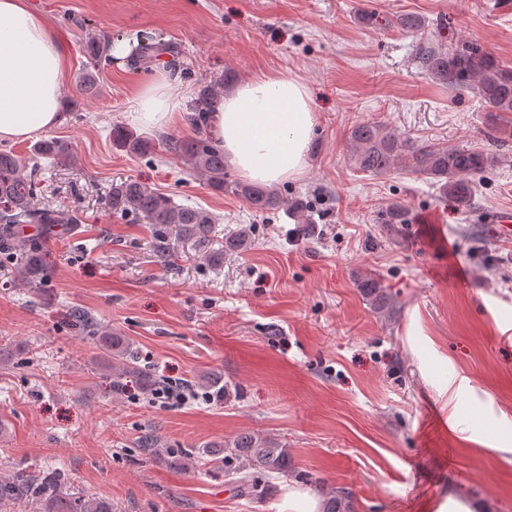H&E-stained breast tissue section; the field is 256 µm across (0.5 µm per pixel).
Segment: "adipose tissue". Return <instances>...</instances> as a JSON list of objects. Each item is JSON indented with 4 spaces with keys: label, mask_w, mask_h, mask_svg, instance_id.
I'll use <instances>...</instances> for the list:
<instances>
[{
    "label": "adipose tissue",
    "mask_w": 512,
    "mask_h": 512,
    "mask_svg": "<svg viewBox=\"0 0 512 512\" xmlns=\"http://www.w3.org/2000/svg\"><path fill=\"white\" fill-rule=\"evenodd\" d=\"M67 53L27 0H0V142L24 141L62 122ZM163 73L143 86L130 123L164 127L183 107ZM316 123L313 98L297 77L261 75L215 99L207 128L224 160L245 180L276 185L301 178Z\"/></svg>",
    "instance_id": "adipose-tissue-1"
}]
</instances>
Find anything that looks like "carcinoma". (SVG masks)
Here are the masks:
<instances>
[{
    "instance_id": "cac0c4a2",
    "label": "carcinoma",
    "mask_w": 512,
    "mask_h": 512,
    "mask_svg": "<svg viewBox=\"0 0 512 512\" xmlns=\"http://www.w3.org/2000/svg\"><path fill=\"white\" fill-rule=\"evenodd\" d=\"M396 26L413 35L425 29V20L418 15L397 18ZM169 46L143 35L135 50L142 68ZM419 65L432 80L450 88L470 89L488 112L512 113V67L501 64L494 56L477 44H446L427 42L421 49ZM216 89L213 86L201 90L193 104L194 124L204 125V114L210 111ZM349 159L353 166L375 176L401 169L423 176L437 186L444 197L452 198L459 206L470 205L474 178L487 172L495 162L488 153L420 143L398 130L380 122H363L354 126L349 134ZM112 144L130 154L146 156L155 148L153 143L121 127L112 128ZM168 149L184 156L191 168L202 176L214 190L231 192L244 197L257 212H272L281 208L293 210L300 224H308L302 202L288 203L274 188L241 183L230 177L225 170L224 151L211 137L199 133L193 137L166 141ZM37 152L43 159L63 160L71 155L68 144L58 139L38 143ZM37 161L23 159L11 151L0 150V249L12 254L19 280L26 284H39L45 279L46 267L38 244L33 240L14 244L19 228L27 224L43 226L75 224L77 217L64 209L38 206L35 202L38 173ZM107 204L112 214L132 215L157 226L155 256L158 261L168 262L169 247L163 229L174 225L194 239L207 261H215L225 251H242L252 242V228L243 224L224 241L215 239L216 216L202 208L176 204L170 197L154 192L136 180L125 179L112 184ZM380 231L389 237L398 235L409 224V211L399 201L389 203L379 215ZM358 287L373 302L377 312L390 315L394 300L388 293L381 277L368 273L358 279ZM72 325L97 338L103 353L112 359V392L122 394L123 380L136 375L144 380L143 390L151 393L155 388L147 370L130 350V343L114 336L86 310L76 307L71 314ZM140 448L151 456L167 454L153 435L141 436ZM210 463L224 466V472L232 475L238 494L258 502L270 498L276 491L275 481L295 480L309 483V479L290 468L288 448L278 440L255 434L238 435L224 442V446L209 451ZM68 474L53 469L38 476L18 472L0 480V500L32 499L40 503L43 512H112V505L100 498L75 496L65 491ZM321 495V512H354L351 496L341 489L318 488Z\"/></svg>"
}]
</instances>
